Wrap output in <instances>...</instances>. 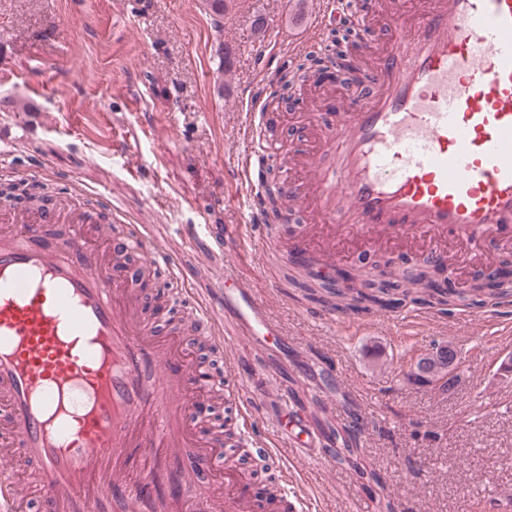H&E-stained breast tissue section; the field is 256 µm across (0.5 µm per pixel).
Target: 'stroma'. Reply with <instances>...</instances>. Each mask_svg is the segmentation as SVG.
Here are the masks:
<instances>
[{"instance_id":"obj_1","label":"stroma","mask_w":512,"mask_h":512,"mask_svg":"<svg viewBox=\"0 0 512 512\" xmlns=\"http://www.w3.org/2000/svg\"><path fill=\"white\" fill-rule=\"evenodd\" d=\"M413 2L368 0L363 17L374 43L363 62L394 40L379 15ZM292 13L289 0H226L219 33L203 0H0V177L46 183L69 209L92 212L102 243L141 233L172 254L176 270L157 271L141 293L148 304L161 298L157 324L168 318L172 291L188 309L217 275L252 282L288 341L267 355L232 340L224 356L262 430L277 426L288 399L282 371L306 382L312 356L335 359L336 376L322 385L328 416L342 424L349 407L359 410L369 424L362 462L385 482L359 479L314 434L298 462L313 512H388L401 500L413 512H479L491 498L498 512H512V373L502 370L512 359V324L496 308L429 310L423 325L404 330L381 313L317 319L287 282L273 284L275 256L231 247L209 261L203 253L213 239L187 237L196 224L229 233L244 223L229 158L258 139L245 109L262 94L261 74L333 38L332 26L312 30ZM221 43L231 51L226 73L218 70ZM369 92L299 88L277 114L280 153L318 143V129L297 113L327 122ZM443 341L462 355L457 387L441 393L410 382L414 356ZM263 375L260 392L254 380Z\"/></svg>"}]
</instances>
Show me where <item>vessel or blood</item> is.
<instances>
[{
	"instance_id": "vessel-or-blood-1",
	"label": "vessel or blood",
	"mask_w": 512,
	"mask_h": 512,
	"mask_svg": "<svg viewBox=\"0 0 512 512\" xmlns=\"http://www.w3.org/2000/svg\"><path fill=\"white\" fill-rule=\"evenodd\" d=\"M373 92L340 112L315 163L316 209L331 231L432 241L472 253L512 242V0H433L413 32L399 36L370 73ZM251 218L253 252L267 245L263 193L251 157L233 160ZM76 219L66 235L48 222L0 224V512H307L291 484L265 500L246 468L199 447L181 404L207 378L173 352L141 305V284L124 263L141 249L172 265L145 238L91 245ZM222 306L200 301L191 330L223 350L224 317L256 343L280 340L251 285L221 289ZM257 446L250 457L287 472L285 448ZM153 448L192 454L197 477L224 468L236 485L230 504L194 493L167 474ZM140 467L136 480L119 462Z\"/></svg>"
}]
</instances>
